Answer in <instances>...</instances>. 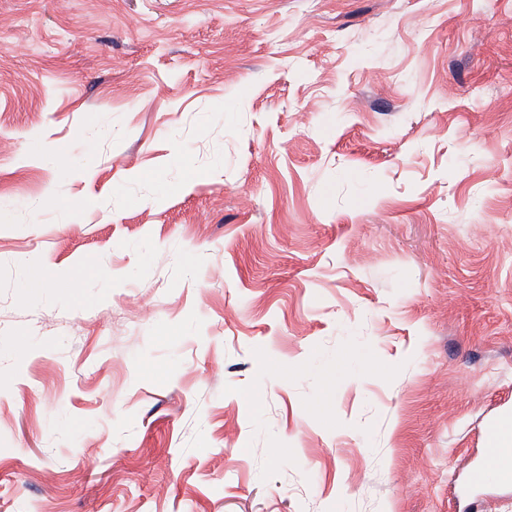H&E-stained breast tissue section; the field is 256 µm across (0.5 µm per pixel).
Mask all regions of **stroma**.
<instances>
[{
    "mask_svg": "<svg viewBox=\"0 0 512 512\" xmlns=\"http://www.w3.org/2000/svg\"><path fill=\"white\" fill-rule=\"evenodd\" d=\"M0 213V512H456L512 0H0Z\"/></svg>",
    "mask_w": 512,
    "mask_h": 512,
    "instance_id": "35a3bbf8",
    "label": "stroma"
}]
</instances>
